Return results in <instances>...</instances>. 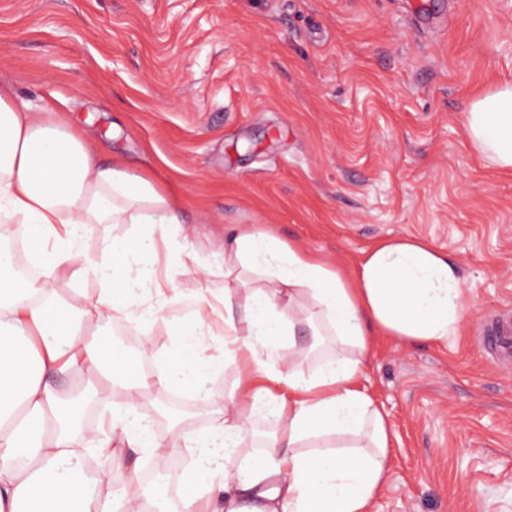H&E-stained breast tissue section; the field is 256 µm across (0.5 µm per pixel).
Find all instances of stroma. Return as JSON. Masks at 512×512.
Returning a JSON list of instances; mask_svg holds the SVG:
<instances>
[{"label": "stroma", "instance_id": "35a3bbf8", "mask_svg": "<svg viewBox=\"0 0 512 512\" xmlns=\"http://www.w3.org/2000/svg\"><path fill=\"white\" fill-rule=\"evenodd\" d=\"M0 83L174 191L181 225L158 266L183 303L223 287L235 224L347 269L391 237L455 259L469 299L458 335L369 346L362 385L394 432L372 512H512V364L479 343L512 314V172L475 156L462 125L474 96L512 84V0H0ZM148 230L98 224L79 247L98 267L106 240ZM144 300L155 314L86 328L142 370L177 345L170 307ZM223 313L208 311L198 350L210 374L180 403L146 398L158 439L180 417L207 429L223 406L238 372Z\"/></svg>", "mask_w": 512, "mask_h": 512}]
</instances>
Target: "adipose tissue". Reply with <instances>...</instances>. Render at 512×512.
I'll return each instance as SVG.
<instances>
[{"mask_svg": "<svg viewBox=\"0 0 512 512\" xmlns=\"http://www.w3.org/2000/svg\"><path fill=\"white\" fill-rule=\"evenodd\" d=\"M464 130L477 155L512 170V87L475 97ZM177 221L173 197L152 178L129 173L118 156L100 162L81 127L17 106L13 88L0 83V241L40 242L36 262L76 284L89 274L78 243L92 225ZM154 249L151 233L107 245L106 286L90 300L19 278L12 253L0 248V512H155L157 488L135 476L106 496L90 494L85 457L114 469L123 449L162 458L182 446L197 452L188 476L197 495L182 499L181 512H196L203 496L210 512H370L391 446L388 421L359 383L370 339L447 344L467 305L457 263L426 242L394 238L364 250L347 271L255 225H234L224 241L222 301L224 353L240 359L238 376L205 433L180 422L166 444L138 407L207 372L195 354L209 301L190 317L171 316L179 346L158 355L150 373L84 331L141 313L136 291L160 288L157 275L138 288L121 281L131 262L152 264ZM300 326L336 345L309 371L285 351ZM82 370L94 373L88 389L112 410L107 435L78 431L73 396L49 382ZM260 421L271 430L246 452Z\"/></svg>", "mask_w": 512, "mask_h": 512, "instance_id": "ef3b65f1", "label": "adipose tissue"}]
</instances>
